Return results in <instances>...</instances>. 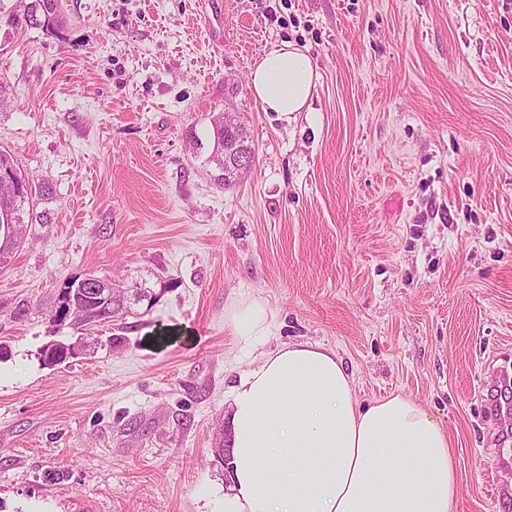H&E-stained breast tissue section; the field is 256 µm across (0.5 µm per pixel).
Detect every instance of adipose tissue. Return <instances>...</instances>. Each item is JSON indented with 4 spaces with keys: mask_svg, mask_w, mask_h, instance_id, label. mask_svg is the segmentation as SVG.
Returning <instances> with one entry per match:
<instances>
[{
    "mask_svg": "<svg viewBox=\"0 0 512 512\" xmlns=\"http://www.w3.org/2000/svg\"><path fill=\"white\" fill-rule=\"evenodd\" d=\"M308 52L284 43L251 69L266 112H299L315 88ZM239 342L271 335L258 302L233 306ZM224 512H456L459 482L445 428L394 395L363 405L336 351L290 341L230 387Z\"/></svg>",
    "mask_w": 512,
    "mask_h": 512,
    "instance_id": "obj_1",
    "label": "adipose tissue"
}]
</instances>
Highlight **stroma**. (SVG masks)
Returning a JSON list of instances; mask_svg holds the SVG:
<instances>
[{
	"instance_id": "1",
	"label": "stroma",
	"mask_w": 512,
	"mask_h": 512,
	"mask_svg": "<svg viewBox=\"0 0 512 512\" xmlns=\"http://www.w3.org/2000/svg\"><path fill=\"white\" fill-rule=\"evenodd\" d=\"M0 26V150L50 195L0 263V512H224V395L291 340L336 350L360 400L447 430L457 512H512V436L482 397L512 369V0H63ZM308 50L310 110L249 72ZM255 162L220 188L213 117ZM92 274L146 283L121 324L53 323ZM257 300L254 348L224 315ZM86 341L48 367L52 342ZM24 1L23 12L11 13L5 23L15 32L28 28L53 31L63 23L60 0H28ZM57 4V6H56Z\"/></svg>"
}]
</instances>
